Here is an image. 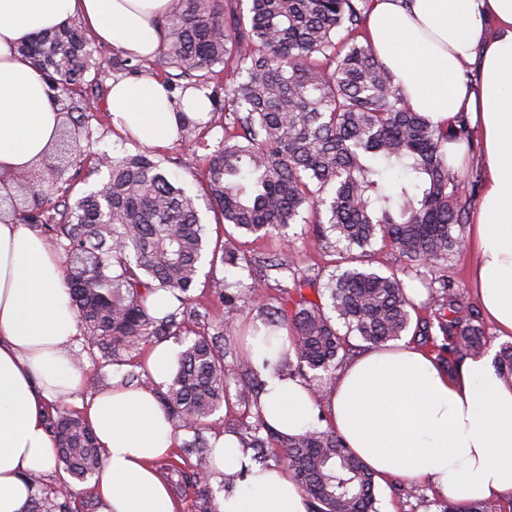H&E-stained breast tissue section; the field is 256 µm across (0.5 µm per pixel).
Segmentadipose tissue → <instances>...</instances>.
Instances as JSON below:
<instances>
[{
  "label": "adipose tissue",
  "mask_w": 512,
  "mask_h": 512,
  "mask_svg": "<svg viewBox=\"0 0 512 512\" xmlns=\"http://www.w3.org/2000/svg\"><path fill=\"white\" fill-rule=\"evenodd\" d=\"M169 0H0V173L47 151L61 115L46 80L19 54L38 33L76 18L98 42L132 60L156 55V21ZM367 33L414 111L439 124L465 116L482 152V192L466 238L488 320L512 335V0H373ZM474 77H466L465 65ZM113 128L147 146L177 136L179 119L153 77L113 82ZM61 258L25 225L0 222V512H29L26 476L50 471L56 444L45 423L54 401H73L93 429L104 467L94 485L99 512H176L155 464L178 432L153 388L115 385L86 394L72 360L78 321ZM265 383L264 419L282 434L312 428L319 413L376 479L426 478L460 504L512 502V387L490 357L448 375L401 341L373 347L337 374L327 399L275 368L286 330L248 337ZM217 472H237L217 512H312L274 464H262L235 434L216 441Z\"/></svg>",
  "instance_id": "1"
}]
</instances>
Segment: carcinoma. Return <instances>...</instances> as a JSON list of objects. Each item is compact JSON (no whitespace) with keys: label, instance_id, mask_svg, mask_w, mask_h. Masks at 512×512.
<instances>
[{"label":"carcinoma","instance_id":"cac0c4a2","mask_svg":"<svg viewBox=\"0 0 512 512\" xmlns=\"http://www.w3.org/2000/svg\"><path fill=\"white\" fill-rule=\"evenodd\" d=\"M170 0L157 21L164 33L157 56L163 84L202 90L221 78L244 81L224 89V136L204 159L201 175L208 206L222 223L260 237L285 232L304 220L321 225L319 246L342 249L353 265L317 278L288 280L291 259L256 254L229 234L210 242L195 198L163 169V160L143 152L93 157V169L107 174L81 197L71 199L65 173L88 159L83 141L89 95L99 90L92 73L102 63L89 49L80 23L63 21L31 37L21 55L58 91L66 120L51 149L26 179L15 185L18 205L0 203V218L39 226L54 241L63 261L86 354L95 371L88 388L109 386L104 368L128 366L130 386H155L163 411L190 433L181 448L196 457L193 486L198 512H217L208 495L214 446L209 436L224 433L214 418L227 403L242 411L252 431L243 446L262 460L264 449H281L292 477L316 503V512H377L373 473L330 429L283 435L258 411L264 383L255 377L249 350L240 348V376L230 391L224 327L241 312L238 298L212 281L222 304L219 324L206 327L209 312L193 296L204 259L250 273L249 299L272 335L289 329L277 369L321 389L336 363L353 351L351 337L370 345L413 336L429 340L433 327L448 341V373L459 369L460 350L477 356L484 331L448 281L428 283V316L412 321L415 303L398 274L370 267L376 243L396 249L404 264L436 268L463 250L467 212L458 176L448 169L445 147L471 140L466 117L436 125L414 111L378 60L366 36L372 0ZM112 69L142 76V65L112 58ZM179 107L181 138H197L213 127ZM359 254H352L353 250ZM275 288V304L263 302ZM312 290L313 295L304 293ZM159 291L177 304L150 301ZM328 297L330 304L322 302ZM183 338L176 366L154 385L132 350ZM494 367L512 384V341L501 345ZM47 427L58 442V462L79 482L102 466L91 429L74 412H47ZM30 512H71L70 492L34 497ZM443 512H499L498 504L448 501Z\"/></svg>","mask_w":512,"mask_h":512}]
</instances>
